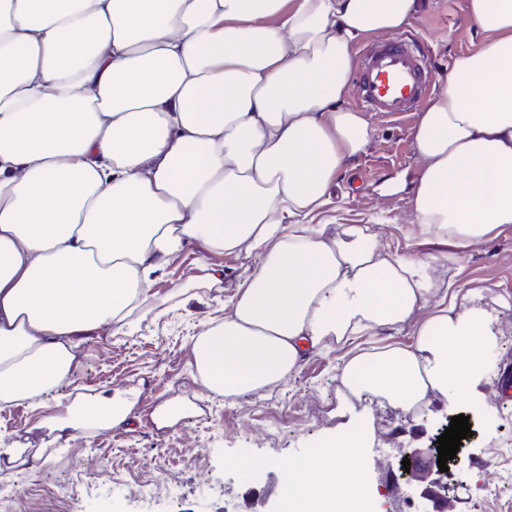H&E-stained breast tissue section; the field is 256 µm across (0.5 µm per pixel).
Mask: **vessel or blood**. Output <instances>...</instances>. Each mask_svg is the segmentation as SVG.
Listing matches in <instances>:
<instances>
[{
	"instance_id": "obj_1",
	"label": "vessel or blood",
	"mask_w": 512,
	"mask_h": 512,
	"mask_svg": "<svg viewBox=\"0 0 512 512\" xmlns=\"http://www.w3.org/2000/svg\"><path fill=\"white\" fill-rule=\"evenodd\" d=\"M351 78L357 105L380 118H400L414 112L434 84L424 48L406 34L366 44Z\"/></svg>"
}]
</instances>
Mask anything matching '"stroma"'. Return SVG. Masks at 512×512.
Here are the masks:
<instances>
[{"label":"stroma","instance_id":"35a3bbf8","mask_svg":"<svg viewBox=\"0 0 512 512\" xmlns=\"http://www.w3.org/2000/svg\"><path fill=\"white\" fill-rule=\"evenodd\" d=\"M467 0H422L408 33L429 49L437 89H444L453 58L479 48L483 35L471 21ZM417 115L402 123L373 118L376 136L336 188L326 208L335 224H358L378 234L385 250L427 260L438 297L468 294L486 306L499 326L497 341L480 349L485 375L481 407L431 393L424 412L391 405L370 392L355 400L338 384L348 353L327 340L286 381L261 392L225 399L197 380L190 340L224 317L247 275L249 259L188 246L154 285V303L165 317L145 316L131 336H102L84 346L79 370L37 401L0 405V441L22 451L19 464L0 471L18 492L24 512H285V468L312 458L353 414L385 430L394 442L428 447L453 416L468 417L445 483L458 496L439 505L429 482L396 483L382 512L403 498L419 512H493L475 488L497 480L503 458L497 439L507 423L500 411L499 381L512 369V224L467 247L424 232L408 202L421 171L413 149ZM224 271L207 283L208 268ZM130 404L127 421L111 428L86 426L62 438L56 422L74 398L96 394ZM173 486L178 498L142 496V483Z\"/></svg>","mask_w":512,"mask_h":512}]
</instances>
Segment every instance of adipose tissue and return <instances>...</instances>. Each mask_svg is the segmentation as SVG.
<instances>
[{
    "label": "adipose tissue",
    "instance_id": "ef3b65f1",
    "mask_svg": "<svg viewBox=\"0 0 512 512\" xmlns=\"http://www.w3.org/2000/svg\"><path fill=\"white\" fill-rule=\"evenodd\" d=\"M487 38L454 57L419 116L421 227L468 246L512 224V0H468ZM419 0H0V403L70 378L93 336H130L191 242L253 267L194 337L210 392L276 385L325 339L408 322L434 293L418 264L321 215L374 137L345 107L351 48ZM482 312L439 301L415 348L360 351L352 394L412 409L473 395ZM360 419L320 448L317 512L367 498Z\"/></svg>",
    "mask_w": 512,
    "mask_h": 512
}]
</instances>
